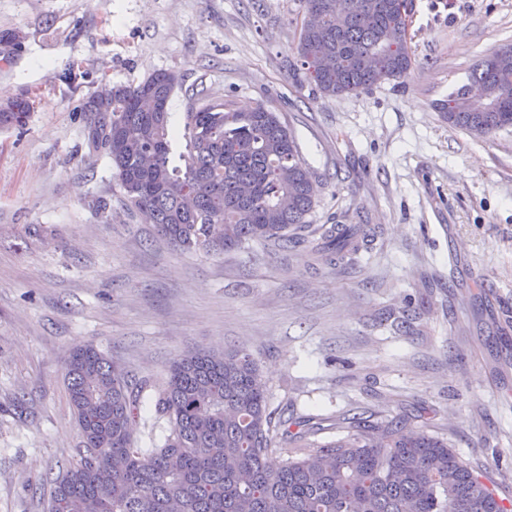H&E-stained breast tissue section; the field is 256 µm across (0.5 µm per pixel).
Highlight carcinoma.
<instances>
[{
	"label": "carcinoma",
	"instance_id": "1",
	"mask_svg": "<svg viewBox=\"0 0 512 512\" xmlns=\"http://www.w3.org/2000/svg\"><path fill=\"white\" fill-rule=\"evenodd\" d=\"M405 0H301L296 45L305 76L329 96L358 94L412 69ZM448 96V124L490 138L512 128V45L484 56ZM179 75L159 71L112 87V111L88 96L87 143L112 163L126 206L188 252L219 255L260 242L286 249L309 228L311 175L278 113L234 112L195 94L184 166L171 161L168 104ZM24 98L0 104V126H23ZM313 251L343 261L369 242L365 224H323ZM83 439L50 481L45 512H512L485 474L444 439L403 418L352 421L353 433L311 439L310 420L273 424L267 386L248 349L191 350L153 396L170 433L155 448L134 437L140 394L93 343L66 361Z\"/></svg>",
	"mask_w": 512,
	"mask_h": 512
}]
</instances>
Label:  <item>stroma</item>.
Here are the masks:
<instances>
[{
	"label": "stroma",
	"mask_w": 512,
	"mask_h": 512,
	"mask_svg": "<svg viewBox=\"0 0 512 512\" xmlns=\"http://www.w3.org/2000/svg\"><path fill=\"white\" fill-rule=\"evenodd\" d=\"M407 5L408 76L327 96L297 76L300 0H0V30L25 35L0 99L32 105L26 126L0 127V512H39L36 489L75 460L65 362L88 343L134 387L187 351L248 349L275 418L311 419L321 443L354 416L429 423L512 501V131L477 138L441 110L512 44V0ZM161 70L182 78L174 128L199 90L277 112L312 174L310 224L375 240L337 265L306 242L155 241L89 149L81 104Z\"/></svg>",
	"instance_id": "1"
}]
</instances>
